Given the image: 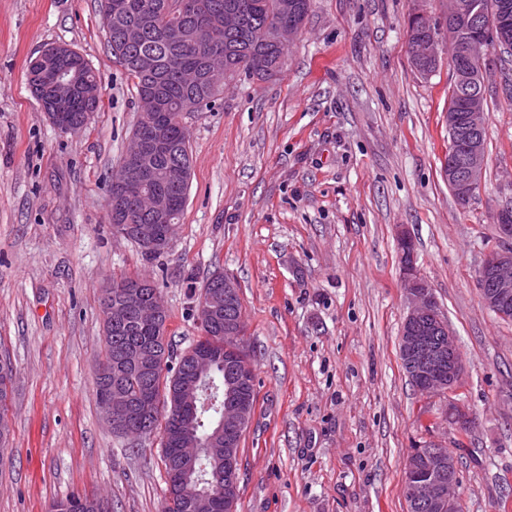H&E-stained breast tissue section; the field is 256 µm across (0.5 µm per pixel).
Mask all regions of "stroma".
Segmentation results:
<instances>
[{
  "label": "stroma",
  "mask_w": 512,
  "mask_h": 512,
  "mask_svg": "<svg viewBox=\"0 0 512 512\" xmlns=\"http://www.w3.org/2000/svg\"><path fill=\"white\" fill-rule=\"evenodd\" d=\"M415 8L444 18V0H312L282 77H238L187 114L190 189L170 249L152 258L108 222L140 106L99 0H0V360L13 368L0 512H49L73 494L161 512L159 438L115 436L97 400L101 298L123 275L154 280L180 353L217 272L238 283L255 369L238 512H407L405 458L430 444L459 461L462 512H512V321L477 283L512 203V63L488 54L485 182L460 205L443 174L452 72L414 68ZM51 45L102 83L75 133L28 87L30 59ZM402 227L456 333L465 373L451 398L420 393L401 364ZM452 399L468 430L448 423Z\"/></svg>",
  "instance_id": "obj_1"
}]
</instances>
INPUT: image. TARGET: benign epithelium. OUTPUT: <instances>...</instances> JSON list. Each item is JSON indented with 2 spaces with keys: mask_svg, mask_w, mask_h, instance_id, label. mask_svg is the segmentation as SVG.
<instances>
[{
  "mask_svg": "<svg viewBox=\"0 0 512 512\" xmlns=\"http://www.w3.org/2000/svg\"><path fill=\"white\" fill-rule=\"evenodd\" d=\"M172 21L165 30L167 39L182 47L204 49L210 37L219 27L209 0H174L169 6ZM445 16L448 26H461L472 22L477 27L492 26L494 33L506 34L512 28V5L499 3L495 17L485 18L477 0H445ZM411 17L422 27L427 36L414 39L412 57L418 62L442 59L443 37L435 32L434 21L427 12L415 9ZM299 34L295 28L277 29L263 34L273 43H292ZM489 40L482 34H474L463 44V53L476 67L459 75L461 81H474L486 87L490 66L485 59L484 47ZM74 81L69 70L60 67L48 73V94L51 112L47 116L51 123L70 129V117L62 108L71 101ZM139 128L131 136V146L121 163L120 176L111 182L112 222L117 224L118 234L129 241H137L149 254L167 251L172 242L176 225L171 223L173 202L161 191L151 194L150 207L153 222L161 225V232L145 238L135 224L132 211L123 206L144 192L153 179L152 173L142 166V159L155 154L166 146L169 113L160 111L157 92L146 87L139 95ZM488 114L485 93L468 98L464 111L448 114V133L452 137L463 133V155L460 159L448 158L444 163V176L448 188L457 201L466 205L480 192L485 181L487 144L484 137ZM508 210L497 213L496 225L501 247L484 258L478 270L481 297L490 310L504 315L512 310V223L505 222ZM410 240L403 231L398 237L403 281L407 287L408 311L404 317L399 336V356L402 366L415 388L425 394H453L462 384L464 364L459 356L456 338L448 321L440 314L438 303L429 282L421 276L415 261L410 259L406 245ZM224 283L199 305L200 323L205 325L216 320L237 295L235 281L221 273L215 275ZM127 307H136L157 321L164 311L163 303L143 295L144 283H127ZM224 390V436H215L209 441V454L216 460V482L214 489L224 494V512H237L236 487L239 478V454L233 447L230 435L240 431L243 423L252 418L250 403L239 400L246 380L243 370L233 364L225 365ZM103 415L112 430L123 431L125 402L120 394L107 396L101 402ZM421 458L414 461L415 468L422 473L414 476L405 486V495L415 503L427 506L430 512H460L459 466L457 459L448 451L429 446L419 451Z\"/></svg>",
  "mask_w": 512,
  "mask_h": 512,
  "instance_id": "1",
  "label": "benign epithelium"
}]
</instances>
